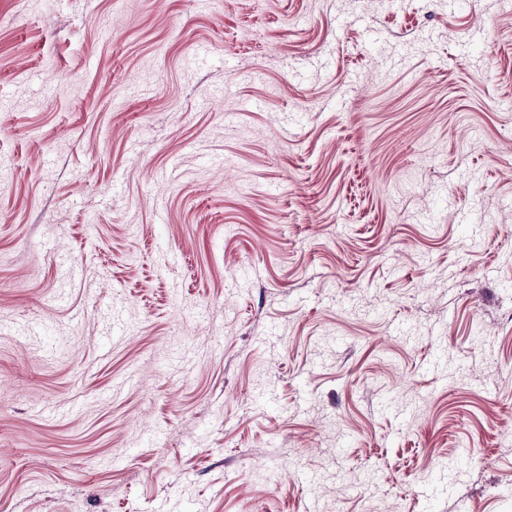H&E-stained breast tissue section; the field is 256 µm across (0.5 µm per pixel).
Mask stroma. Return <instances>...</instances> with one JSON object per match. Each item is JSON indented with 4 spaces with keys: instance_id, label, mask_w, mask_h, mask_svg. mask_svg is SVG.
<instances>
[{
    "instance_id": "1",
    "label": "stroma",
    "mask_w": 512,
    "mask_h": 512,
    "mask_svg": "<svg viewBox=\"0 0 512 512\" xmlns=\"http://www.w3.org/2000/svg\"><path fill=\"white\" fill-rule=\"evenodd\" d=\"M0 512H512V0H0Z\"/></svg>"
}]
</instances>
